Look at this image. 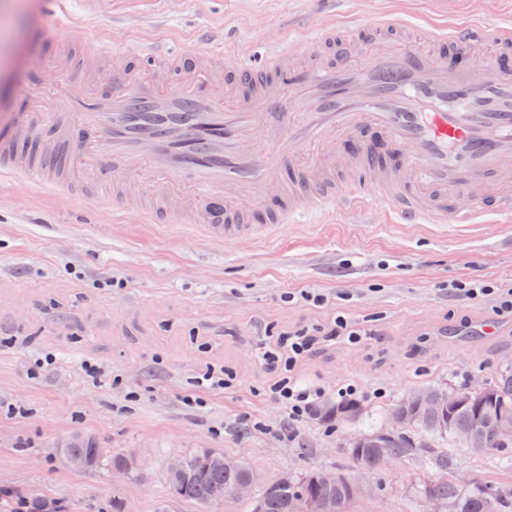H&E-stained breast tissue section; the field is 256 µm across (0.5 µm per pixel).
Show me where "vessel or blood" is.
Masks as SVG:
<instances>
[{
    "instance_id": "vessel-or-blood-1",
    "label": "vessel or blood",
    "mask_w": 512,
    "mask_h": 512,
    "mask_svg": "<svg viewBox=\"0 0 512 512\" xmlns=\"http://www.w3.org/2000/svg\"><path fill=\"white\" fill-rule=\"evenodd\" d=\"M358 32L318 31L304 67L292 45L264 76L240 61L232 82L219 70L224 40L201 34L186 49L142 38L138 64L113 53L111 88L92 81L57 99L35 149L0 136V173L78 188L106 145L108 185L126 206L158 224L190 219L227 244L372 201L398 224H511L512 24L430 26L377 42L366 62L331 54ZM171 61L173 84L142 69ZM75 138L78 162L67 156Z\"/></svg>"
}]
</instances>
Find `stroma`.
<instances>
[{
	"instance_id": "stroma-1",
	"label": "stroma",
	"mask_w": 512,
	"mask_h": 512,
	"mask_svg": "<svg viewBox=\"0 0 512 512\" xmlns=\"http://www.w3.org/2000/svg\"><path fill=\"white\" fill-rule=\"evenodd\" d=\"M396 15L410 29L448 20H512V0H0V134L28 141L39 129L13 127L29 79L44 74L57 94L76 90L111 67L90 56L43 73L47 45L80 53L89 41L133 51L136 31L199 30L234 48L225 71L247 59L263 70L277 43H303L331 20L362 24ZM120 200L70 194L0 176V491L20 499L40 492L60 512H198L171 496L174 458L203 448L249 463L254 494L288 472L318 469L354 476L371 491L345 512H420L429 480L465 476L512 498V448L474 452L456 439L410 437L416 450L379 470L356 472L346 438L388 430L391 407L414 388L464 389L512 362V317L492 303L457 297L448 286L483 279L512 284V224H396L383 209L336 213L323 224H292L274 240L224 245L186 221L145 224L122 216ZM115 280L112 288L103 287ZM318 288L324 308L284 302L286 292ZM346 312L368 337L325 341L297 365L307 385L353 384L362 416L290 422L259 391L272 372L256 346L298 326ZM495 335H480L487 322ZM53 356L52 365L36 362ZM99 368L84 372L85 362ZM215 366L234 388L205 393L200 408L182 397ZM138 391L128 401V391ZM258 419L263 429L250 427ZM94 437L100 467L63 466L59 450L74 434ZM116 456L134 468L118 472Z\"/></svg>"
}]
</instances>
